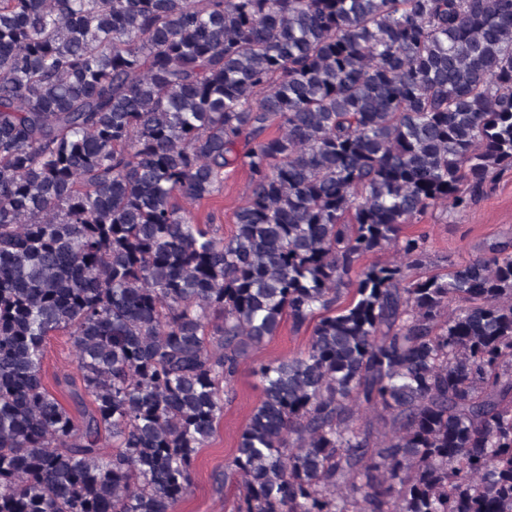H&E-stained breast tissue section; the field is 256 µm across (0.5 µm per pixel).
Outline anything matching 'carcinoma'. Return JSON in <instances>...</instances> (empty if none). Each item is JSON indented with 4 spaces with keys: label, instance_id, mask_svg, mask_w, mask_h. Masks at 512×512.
Returning a JSON list of instances; mask_svg holds the SVG:
<instances>
[{
    "label": "carcinoma",
    "instance_id": "obj_1",
    "mask_svg": "<svg viewBox=\"0 0 512 512\" xmlns=\"http://www.w3.org/2000/svg\"><path fill=\"white\" fill-rule=\"evenodd\" d=\"M504 169L512 0H0V512H178L286 319L234 512H512V241L404 232ZM249 194V173L247 168L239 167L224 180L223 197L203 200L190 206L195 220L204 224L210 214L215 216L214 224L220 225L224 237H230L234 231V210ZM42 375L47 389L62 404L72 409L65 386L56 383L57 377L63 380L65 375H69L79 384L74 349L66 332H56L47 340Z\"/></svg>",
    "mask_w": 512,
    "mask_h": 512
}]
</instances>
